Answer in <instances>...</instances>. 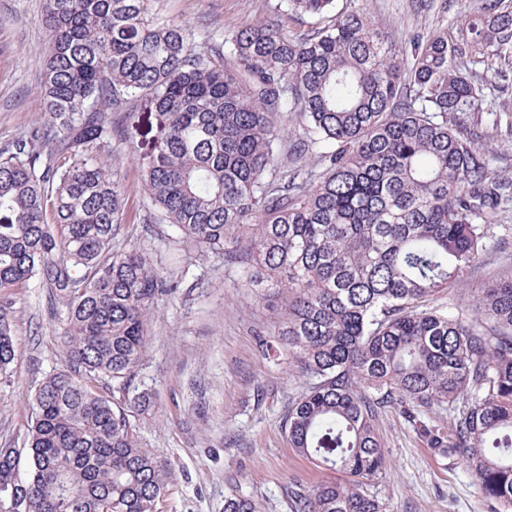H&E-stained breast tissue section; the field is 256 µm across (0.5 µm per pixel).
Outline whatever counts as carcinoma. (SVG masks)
<instances>
[{"mask_svg":"<svg viewBox=\"0 0 512 512\" xmlns=\"http://www.w3.org/2000/svg\"><path fill=\"white\" fill-rule=\"evenodd\" d=\"M282 2L324 25L245 24L201 51L152 0H46L47 119L0 146V373L15 359L12 290L33 279L64 308L69 368L34 393L26 475L0 448V512H156L164 494V470L99 392L136 367L172 288L139 246L112 251L123 199L101 153L134 142L142 110L162 118L142 164L149 201L242 281L267 276L278 343L315 378L284 430L343 478L291 492L288 512H386L368 487L385 470L374 421L391 407L512 512V275L470 315L424 306L478 261L512 199L475 147L493 113L486 78L512 65V0H465L408 51L360 6ZM287 112L304 118L294 156L322 159L314 176L281 158ZM436 404L446 430L423 420ZM224 512L258 510L233 488Z\"/></svg>","mask_w":512,"mask_h":512,"instance_id":"obj_1","label":"carcinoma"}]
</instances>
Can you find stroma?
Listing matches in <instances>:
<instances>
[{"label": "stroma", "instance_id": "1", "mask_svg": "<svg viewBox=\"0 0 512 512\" xmlns=\"http://www.w3.org/2000/svg\"><path fill=\"white\" fill-rule=\"evenodd\" d=\"M279 0H154L162 20L184 24L199 46L214 35L256 21L278 20L307 33L314 17L279 11ZM389 42L408 47L414 35L455 21L460 0H358ZM44 0H0V145L45 119L42 55L48 41L40 18ZM156 113L142 116L138 144L113 141L104 156L125 201L113 250L135 244L178 288L160 296L149 315V338L127 382H110L115 403L134 428L140 447L167 473L158 512H224L230 482L253 496L259 512H287L294 485L312 487L340 479L291 448L283 429L289 402L310 383L287 355H268L259 334L274 331L277 305L244 287L222 256L183 244L142 187L141 157L152 144ZM480 151L492 176L512 177V137L482 123ZM512 268V203L488 227L487 248L440 307L471 312L480 288ZM16 359L0 375V448L23 447L31 398L50 373L65 369L60 320L52 315L48 288L29 282L13 305ZM385 450V471L370 491L387 512H492L460 458L429 448L394 408L375 422Z\"/></svg>", "mask_w": 512, "mask_h": 512}]
</instances>
